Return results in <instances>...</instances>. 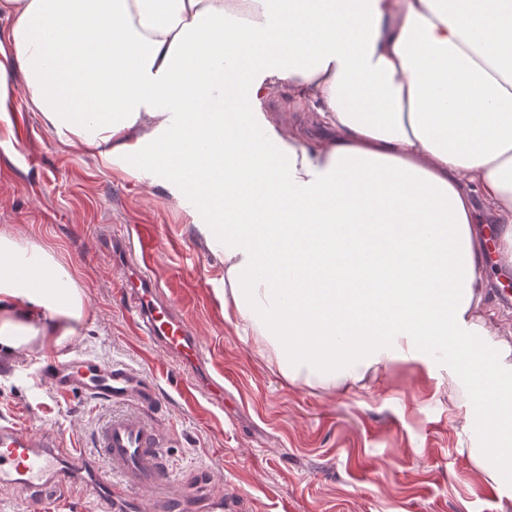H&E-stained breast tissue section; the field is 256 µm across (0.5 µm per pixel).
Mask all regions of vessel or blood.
Instances as JSON below:
<instances>
[{
  "mask_svg": "<svg viewBox=\"0 0 512 512\" xmlns=\"http://www.w3.org/2000/svg\"><path fill=\"white\" fill-rule=\"evenodd\" d=\"M136 241L118 234L102 237L104 248L122 269L119 288L129 302L128 318L138 335L199 366L202 354L191 328L183 320L178 301L151 276L159 249L155 233L137 229ZM61 393L83 389L92 399L129 405V413L111 417L95 434V446L106 469L85 457L80 449L65 447L61 437H35L14 424H0V484L19 485L34 501L68 494L76 482L111 503L114 512H234V496H214L207 480L185 478L183 491L166 464V433L148 418L159 403L149 380L122 365H104L79 355L59 358L46 378ZM153 495L144 509L142 492Z\"/></svg>",
  "mask_w": 512,
  "mask_h": 512,
  "instance_id": "b4317fda",
  "label": "vessel or blood"
}]
</instances>
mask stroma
<instances>
[{
    "label": "stroma",
    "mask_w": 512,
    "mask_h": 512,
    "mask_svg": "<svg viewBox=\"0 0 512 512\" xmlns=\"http://www.w3.org/2000/svg\"><path fill=\"white\" fill-rule=\"evenodd\" d=\"M0 103V231H10L75 264L87 324L65 344L105 365L121 364L160 392L154 422L170 437L176 478L223 480L239 512H512V492L487 486L465 455L466 405H449L427 374L399 362L364 390L331 395L291 385L225 321L224 266L195 228L196 203L174 197L79 145L62 143L30 110L22 75L8 68ZM147 225L165 247L152 271L172 291L200 342L192 368L137 336L115 290L119 270L98 239L106 230ZM42 359L0 355V420L52 431L67 447L95 455L92 437L113 412L81 391L64 395L40 382ZM222 384L216 397L212 383ZM72 506H35L25 491L0 487L1 512H100L76 487Z\"/></svg>",
    "instance_id": "obj_1"
}]
</instances>
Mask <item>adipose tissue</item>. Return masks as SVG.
Here are the masks:
<instances>
[{
	"instance_id": "ef3b65f1",
	"label": "adipose tissue",
	"mask_w": 512,
	"mask_h": 512,
	"mask_svg": "<svg viewBox=\"0 0 512 512\" xmlns=\"http://www.w3.org/2000/svg\"><path fill=\"white\" fill-rule=\"evenodd\" d=\"M0 72L104 166L195 192L224 319L289 383L341 394L448 360L465 454L512 486V323L490 309L474 199L512 265V0H0ZM110 71L87 70L100 40ZM318 135L277 121L282 90ZM87 321L77 273L0 231V350Z\"/></svg>"
}]
</instances>
